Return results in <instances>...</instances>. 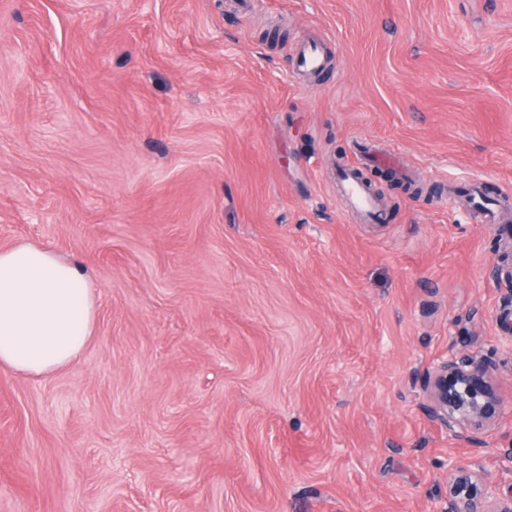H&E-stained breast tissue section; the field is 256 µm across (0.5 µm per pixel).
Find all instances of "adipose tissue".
Segmentation results:
<instances>
[{
  "label": "adipose tissue",
  "mask_w": 512,
  "mask_h": 512,
  "mask_svg": "<svg viewBox=\"0 0 512 512\" xmlns=\"http://www.w3.org/2000/svg\"><path fill=\"white\" fill-rule=\"evenodd\" d=\"M95 287L49 248L0 249V368L48 377L75 361L97 320Z\"/></svg>",
  "instance_id": "1"
}]
</instances>
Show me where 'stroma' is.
Returning a JSON list of instances; mask_svg holds the SVG:
<instances>
[{
  "label": "stroma",
  "instance_id": "35a3bbf8",
  "mask_svg": "<svg viewBox=\"0 0 512 512\" xmlns=\"http://www.w3.org/2000/svg\"><path fill=\"white\" fill-rule=\"evenodd\" d=\"M492 207L512 221V0H0V247L76 262L99 307L71 365L0 370V512H441L452 461L511 494ZM452 353L503 401L470 438L428 411ZM344 193L353 209L366 214L374 210V199L353 175L345 185Z\"/></svg>",
  "mask_w": 512,
  "mask_h": 512
}]
</instances>
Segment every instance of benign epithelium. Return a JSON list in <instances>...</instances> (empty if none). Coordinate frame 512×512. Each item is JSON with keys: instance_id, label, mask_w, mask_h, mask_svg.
Returning a JSON list of instances; mask_svg holds the SVG:
<instances>
[{"instance_id": "obj_1", "label": "benign epithelium", "mask_w": 512, "mask_h": 512, "mask_svg": "<svg viewBox=\"0 0 512 512\" xmlns=\"http://www.w3.org/2000/svg\"><path fill=\"white\" fill-rule=\"evenodd\" d=\"M427 390L432 415L457 437L482 429L501 413V400L492 383L486 360L470 355H448L432 376ZM448 506L442 512H512V495L499 496L497 485L476 468L453 463Z\"/></svg>"}]
</instances>
